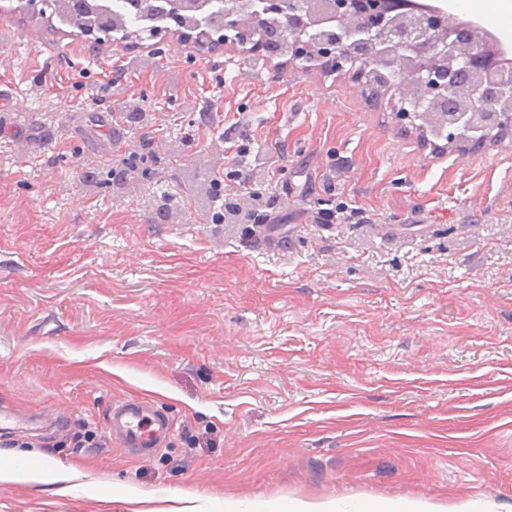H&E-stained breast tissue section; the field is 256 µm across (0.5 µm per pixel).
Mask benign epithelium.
I'll use <instances>...</instances> for the list:
<instances>
[{"label":"benign epithelium","mask_w":512,"mask_h":512,"mask_svg":"<svg viewBox=\"0 0 512 512\" xmlns=\"http://www.w3.org/2000/svg\"><path fill=\"white\" fill-rule=\"evenodd\" d=\"M274 16L288 43V56L311 55L337 70L362 65L363 84L349 87L356 94L373 88L370 76H385L394 91V112L401 124L436 122L441 140H455L462 130L471 137H483L500 125L512 127V74L497 69L480 50L474 37L448 30L451 13L447 4L406 17L387 7L383 0H320L317 24L325 34L310 42L304 37L305 15L297 14L294 0H223L221 21L209 30L210 43L234 41L251 51H265L260 41L263 17ZM82 33L99 46L112 45V29L105 26L82 28ZM459 71L483 75L475 94L492 102L486 112L470 108L456 121L440 111Z\"/></svg>","instance_id":"1"}]
</instances>
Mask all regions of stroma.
Wrapping results in <instances>:
<instances>
[{
    "label": "stroma",
    "instance_id": "35a3bbf8",
    "mask_svg": "<svg viewBox=\"0 0 512 512\" xmlns=\"http://www.w3.org/2000/svg\"><path fill=\"white\" fill-rule=\"evenodd\" d=\"M0 52V409L72 410L49 434L0 425V456L44 472L0 481V512H512V144L430 157L388 94L232 43L98 54L18 8ZM131 97L146 118L123 121ZM205 103L209 148L186 137ZM241 133L246 158L215 144ZM219 153L292 198L265 239L203 208ZM342 201L366 223H313ZM125 398L174 416L167 447L79 446Z\"/></svg>",
    "mask_w": 512,
    "mask_h": 512
}]
</instances>
